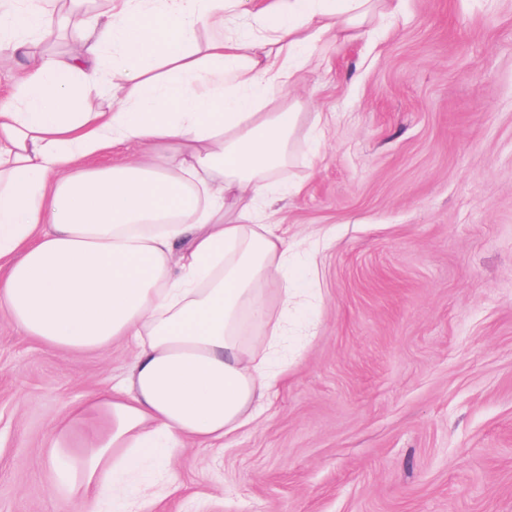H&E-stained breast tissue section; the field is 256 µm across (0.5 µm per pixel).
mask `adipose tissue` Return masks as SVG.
Wrapping results in <instances>:
<instances>
[{
	"label": "adipose tissue",
	"mask_w": 512,
	"mask_h": 512,
	"mask_svg": "<svg viewBox=\"0 0 512 512\" xmlns=\"http://www.w3.org/2000/svg\"><path fill=\"white\" fill-rule=\"evenodd\" d=\"M46 2L0 0V65H22L0 98V307L54 350L134 345L46 445L61 500L133 512L148 467L174 484L187 442L252 423L283 374L316 264L267 221L300 190L275 178L301 120L279 97L316 43L357 38L393 0H60L68 52Z\"/></svg>",
	"instance_id": "obj_1"
}]
</instances>
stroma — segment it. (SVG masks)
Returning <instances> with one entry per match:
<instances>
[{
  "label": "stroma",
  "mask_w": 512,
  "mask_h": 512,
  "mask_svg": "<svg viewBox=\"0 0 512 512\" xmlns=\"http://www.w3.org/2000/svg\"><path fill=\"white\" fill-rule=\"evenodd\" d=\"M289 96L302 190L270 220L316 248L314 332L147 512H512V0H400ZM132 355L46 348L0 308V512H66L44 445Z\"/></svg>",
  "instance_id": "obj_1"
}]
</instances>
